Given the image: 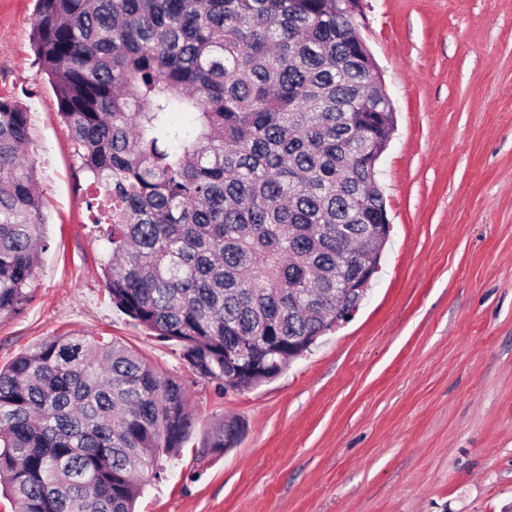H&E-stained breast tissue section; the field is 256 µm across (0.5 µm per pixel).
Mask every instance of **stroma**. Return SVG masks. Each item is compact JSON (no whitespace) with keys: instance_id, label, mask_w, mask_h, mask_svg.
Instances as JSON below:
<instances>
[{"instance_id":"1","label":"stroma","mask_w":512,"mask_h":512,"mask_svg":"<svg viewBox=\"0 0 512 512\" xmlns=\"http://www.w3.org/2000/svg\"><path fill=\"white\" fill-rule=\"evenodd\" d=\"M37 0H0V97L30 112L48 248L0 369L64 333L182 380L198 424L137 512H512V0H360L396 128L377 169L390 239L355 316L276 379L219 393L117 310L68 126L33 47ZM238 444L201 452L216 419Z\"/></svg>"}]
</instances>
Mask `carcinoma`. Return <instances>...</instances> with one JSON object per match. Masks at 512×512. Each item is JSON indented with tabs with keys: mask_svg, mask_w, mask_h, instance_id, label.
<instances>
[{
	"mask_svg": "<svg viewBox=\"0 0 512 512\" xmlns=\"http://www.w3.org/2000/svg\"><path fill=\"white\" fill-rule=\"evenodd\" d=\"M38 60L104 194L112 304L220 392L269 381L362 295L388 223L394 109L342 0H39ZM180 119H175V116ZM29 112L0 97V319L47 247ZM260 364L238 372L239 358ZM196 421L185 384L96 336L0 369V489L18 512H135ZM215 421L203 447L238 440Z\"/></svg>",
	"mask_w": 512,
	"mask_h": 512,
	"instance_id": "1",
	"label": "carcinoma"
}]
</instances>
